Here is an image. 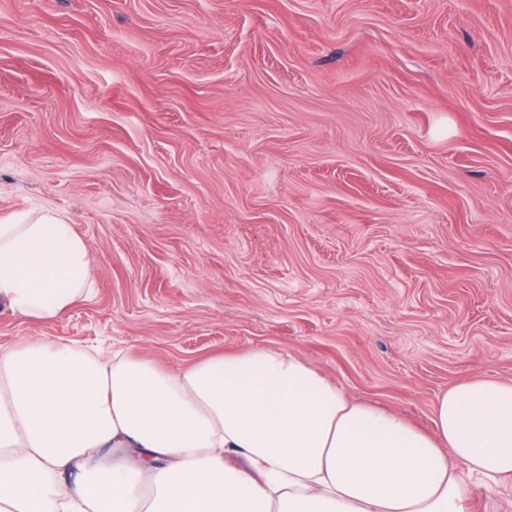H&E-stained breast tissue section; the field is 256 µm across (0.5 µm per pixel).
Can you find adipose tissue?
Returning a JSON list of instances; mask_svg holds the SVG:
<instances>
[{
    "instance_id": "adipose-tissue-1",
    "label": "adipose tissue",
    "mask_w": 512,
    "mask_h": 512,
    "mask_svg": "<svg viewBox=\"0 0 512 512\" xmlns=\"http://www.w3.org/2000/svg\"><path fill=\"white\" fill-rule=\"evenodd\" d=\"M54 211L0 218V305L31 322L91 297ZM433 433L248 348L170 371L42 336L0 345V512H465L512 491V382L449 386Z\"/></svg>"
}]
</instances>
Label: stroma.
Segmentation results:
<instances>
[{"instance_id": "1", "label": "stroma", "mask_w": 512, "mask_h": 512, "mask_svg": "<svg viewBox=\"0 0 512 512\" xmlns=\"http://www.w3.org/2000/svg\"><path fill=\"white\" fill-rule=\"evenodd\" d=\"M42 210L95 294L0 345L271 347L431 429L512 380V0H0V217Z\"/></svg>"}]
</instances>
